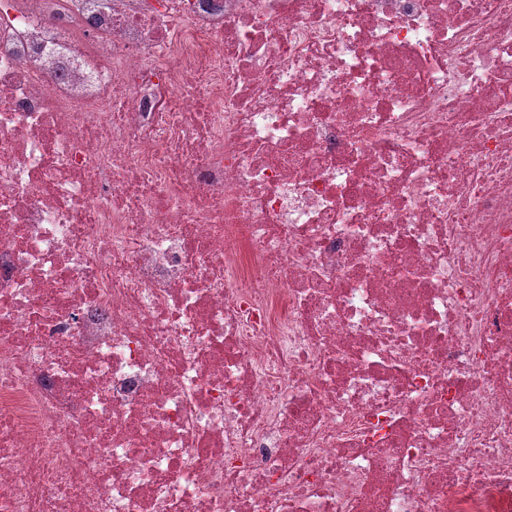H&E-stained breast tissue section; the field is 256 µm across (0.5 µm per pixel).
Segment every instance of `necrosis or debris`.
I'll return each instance as SVG.
<instances>
[{
    "label": "necrosis or debris",
    "instance_id": "necrosis-or-debris-1",
    "mask_svg": "<svg viewBox=\"0 0 512 512\" xmlns=\"http://www.w3.org/2000/svg\"><path fill=\"white\" fill-rule=\"evenodd\" d=\"M0 512H512V0H0Z\"/></svg>",
    "mask_w": 512,
    "mask_h": 512
}]
</instances>
